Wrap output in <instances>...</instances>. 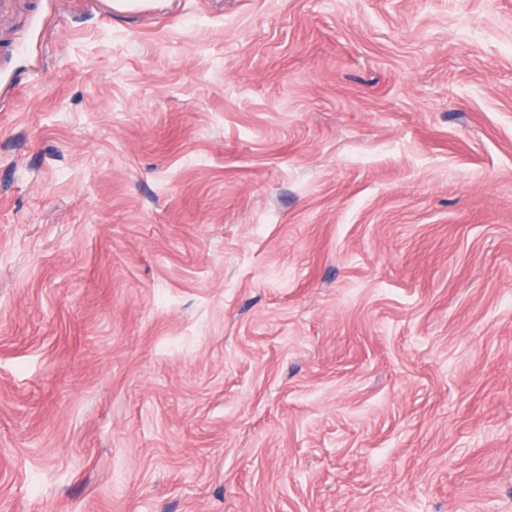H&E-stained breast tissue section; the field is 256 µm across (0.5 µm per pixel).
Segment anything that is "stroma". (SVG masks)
<instances>
[{"instance_id":"1","label":"stroma","mask_w":512,"mask_h":512,"mask_svg":"<svg viewBox=\"0 0 512 512\" xmlns=\"http://www.w3.org/2000/svg\"><path fill=\"white\" fill-rule=\"evenodd\" d=\"M0 512H512V0H0Z\"/></svg>"}]
</instances>
